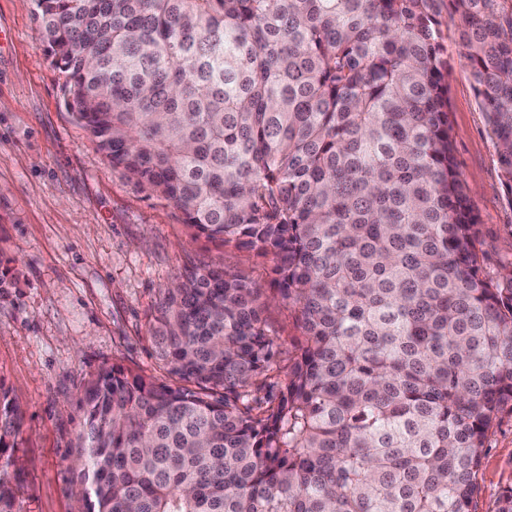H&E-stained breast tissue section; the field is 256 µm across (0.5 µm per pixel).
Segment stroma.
Instances as JSON below:
<instances>
[{"label": "stroma", "mask_w": 512, "mask_h": 512, "mask_svg": "<svg viewBox=\"0 0 512 512\" xmlns=\"http://www.w3.org/2000/svg\"><path fill=\"white\" fill-rule=\"evenodd\" d=\"M34 0H0V381L22 407L17 490L21 512H83L72 494L80 388L101 367L153 372L150 315L185 266L210 265L262 289L264 317L281 347L299 334L279 296L272 257L198 235L172 203L147 196L114 170L63 104L35 30ZM449 68L459 171L479 217L486 273L512 270V201L501 183L448 0L436 2ZM476 512H494L512 486V412L491 430L475 475Z\"/></svg>", "instance_id": "35a3bbf8"}]
</instances>
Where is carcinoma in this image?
Listing matches in <instances>:
<instances>
[{"label":"carcinoma","mask_w":512,"mask_h":512,"mask_svg":"<svg viewBox=\"0 0 512 512\" xmlns=\"http://www.w3.org/2000/svg\"><path fill=\"white\" fill-rule=\"evenodd\" d=\"M67 111L112 168L212 240L272 257L261 289L189 266L153 373L84 382L87 512H475L512 410V270L484 273L454 157L434 0H35ZM512 202V0H448ZM23 411L0 381V512Z\"/></svg>","instance_id":"carcinoma-1"}]
</instances>
